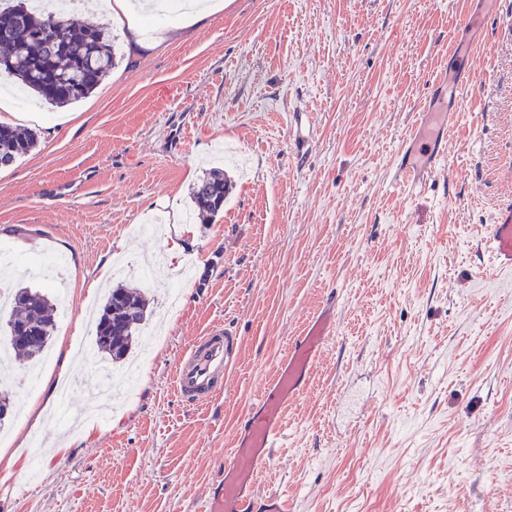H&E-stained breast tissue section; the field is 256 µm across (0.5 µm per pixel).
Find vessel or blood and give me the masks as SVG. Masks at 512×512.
Wrapping results in <instances>:
<instances>
[{
    "label": "vessel or blood",
    "mask_w": 512,
    "mask_h": 512,
    "mask_svg": "<svg viewBox=\"0 0 512 512\" xmlns=\"http://www.w3.org/2000/svg\"><path fill=\"white\" fill-rule=\"evenodd\" d=\"M458 116L456 110L432 113L421 109L415 116L402 154L420 153L419 163H400L407 185L415 187L437 172L448 148V132ZM484 243L499 268L512 270V198L498 203ZM336 334L331 305H324L302 332L288 343L263 396L239 422L234 447L224 461V474L209 490L204 512H254L256 481L271 460V450L283 432V415L288 405L308 389L313 372L328 343ZM239 338L222 326L196 336L177 360L175 387L182 401L195 405L224 391V375L238 356Z\"/></svg>",
    "instance_id": "1"
}]
</instances>
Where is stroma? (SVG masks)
<instances>
[{"label": "stroma", "mask_w": 512, "mask_h": 512, "mask_svg": "<svg viewBox=\"0 0 512 512\" xmlns=\"http://www.w3.org/2000/svg\"><path fill=\"white\" fill-rule=\"evenodd\" d=\"M463 2L228 0L159 21L148 47L118 30L117 68L76 104L0 88V121L42 115L38 148L0 169V247L66 256L74 304L37 388L20 361L8 383L22 411L1 428L15 465L0 466V512H200L239 421L328 301L336 335L258 493L278 490L288 512H512V272L483 246L512 195V0L454 45ZM448 70L470 85L448 154L404 185L399 147ZM216 167L223 212L186 225ZM187 227L182 303L134 397L101 417L83 387L112 361L79 354L94 342L83 305L122 284L158 309L167 289L135 268ZM108 259L111 279L82 288ZM214 325L237 332L239 355L226 394L190 406L176 362Z\"/></svg>", "instance_id": "stroma-1"}]
</instances>
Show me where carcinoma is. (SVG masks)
Listing matches in <instances>:
<instances>
[{
  "mask_svg": "<svg viewBox=\"0 0 512 512\" xmlns=\"http://www.w3.org/2000/svg\"><path fill=\"white\" fill-rule=\"evenodd\" d=\"M0 20L8 35H0V77L17 80L24 89L52 106H68L92 94L115 67L114 36L107 23H74L55 11L11 0H0ZM36 32L45 34L35 41ZM39 135L0 122V161L9 166L34 151ZM229 188L224 172L211 171L191 192L196 217L210 224L224 210ZM6 322L7 345L15 358L37 362L56 329L51 295L38 288L19 287L13 293ZM149 301L124 286L111 289L95 322L97 350L112 362L125 361L138 344L148 320Z\"/></svg>",
  "mask_w": 512,
  "mask_h": 512,
  "instance_id": "cac0c4a2",
  "label": "carcinoma"
}]
</instances>
